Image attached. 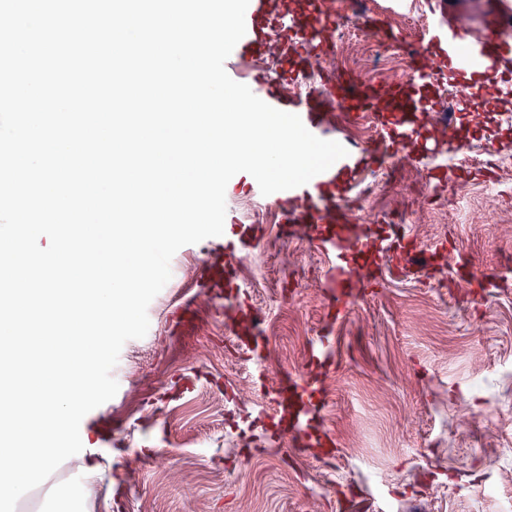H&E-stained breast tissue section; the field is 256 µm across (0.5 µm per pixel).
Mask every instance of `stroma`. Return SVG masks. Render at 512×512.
Segmentation results:
<instances>
[{
	"label": "stroma",
	"mask_w": 512,
	"mask_h": 512,
	"mask_svg": "<svg viewBox=\"0 0 512 512\" xmlns=\"http://www.w3.org/2000/svg\"><path fill=\"white\" fill-rule=\"evenodd\" d=\"M490 0H450L454 25L471 34L496 29ZM437 0H336L324 35L381 21L394 43H418ZM420 136L388 167L342 176L336 201H356L350 223L363 224L372 250L351 256L367 288L334 320L325 278L331 258L302 227L285 231L282 203L247 206L243 190L226 203L260 233L238 261V281L266 314L263 351L274 369L294 371L309 345L332 329L335 363L322 383L321 423L335 441L319 455L307 448L261 446L246 413L267 407V388L253 353L232 329L224 301L196 286L209 243L177 251L172 276L148 307L144 338L127 341L112 371L119 384L101 410L111 448L86 447L70 457L81 468L111 462V480L92 487L88 512H512V180L487 181L484 160L512 156V94L488 106L459 101L448 80L417 89ZM456 105L454 140L431 132L438 108ZM463 148L474 161L468 192L449 204L438 184L427 210L418 191L382 186L421 146ZM447 255L420 269L400 261L402 248ZM495 280L485 292L473 270ZM495 401L498 422L462 421ZM496 495L478 494L479 480Z\"/></svg>",
	"instance_id": "obj_1"
}]
</instances>
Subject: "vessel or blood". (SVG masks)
Segmentation results:
<instances>
[{"label": "vessel or blood", "mask_w": 512, "mask_h": 512, "mask_svg": "<svg viewBox=\"0 0 512 512\" xmlns=\"http://www.w3.org/2000/svg\"><path fill=\"white\" fill-rule=\"evenodd\" d=\"M246 33L238 42L224 67L227 74H234L236 62L242 52L259 50L271 28L267 14V0H250L245 15ZM417 56L419 65L412 78L425 81L445 78L460 90L484 99H495L502 92L497 75L512 71V41L485 35H468L456 27L429 28L424 34ZM252 92L269 105L301 117L304 125L315 136L330 139V129L324 120L321 101L316 96L288 99L278 93L266 79L256 78ZM334 94L343 100L356 101L362 110L373 107L372 89L362 82L348 79L339 82ZM394 106L390 116H378L377 122L385 140L383 150L349 148L346 157L336 161L327 171L315 176L306 185L282 191V198L291 203L283 212L287 224H312L316 227L314 244L336 257L329 279L336 284L351 281L348 246L342 245L330 230L336 221V208L331 195L340 174L349 173L362 163L382 164L390 155L401 151L413 139L416 129L408 115L410 109L407 85H398L393 92ZM259 234L254 225L241 223L234 215H226L224 239L215 243L208 258L197 269V285L207 291L233 296L237 293L233 271L238 258L254 249ZM333 362V347L328 338H320L308 348V367L296 375L278 373L279 382L288 383L292 391L303 398V406L291 424L289 432L294 446L305 448L329 445L330 438L317 424L322 399L319 384Z\"/></svg>", "instance_id": "1"}]
</instances>
